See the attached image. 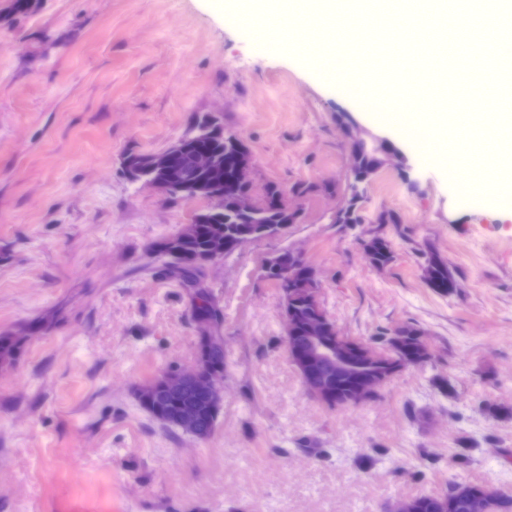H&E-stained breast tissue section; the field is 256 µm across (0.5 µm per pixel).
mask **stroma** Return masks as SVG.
Listing matches in <instances>:
<instances>
[{"label": "stroma", "instance_id": "obj_1", "mask_svg": "<svg viewBox=\"0 0 512 512\" xmlns=\"http://www.w3.org/2000/svg\"><path fill=\"white\" fill-rule=\"evenodd\" d=\"M30 2L0 0V335L27 337L0 366V512H387L453 480L512 491V189L471 201L439 123L410 138L337 93L350 47L340 64H304L328 47L338 0H281L274 17L240 0ZM208 114L254 154L255 195L277 184L301 215L205 280L226 380L217 426L196 440L140 410L135 388L195 360L190 299L153 247L206 203L131 184L123 162ZM346 124L403 155L373 175L360 224L333 219ZM385 212L400 223H379ZM374 235L396 251L382 271L362 255ZM292 248L344 335L372 344L413 323L431 360L360 407L312 398L263 272ZM431 251L459 294L425 284Z\"/></svg>", "mask_w": 512, "mask_h": 512}]
</instances>
